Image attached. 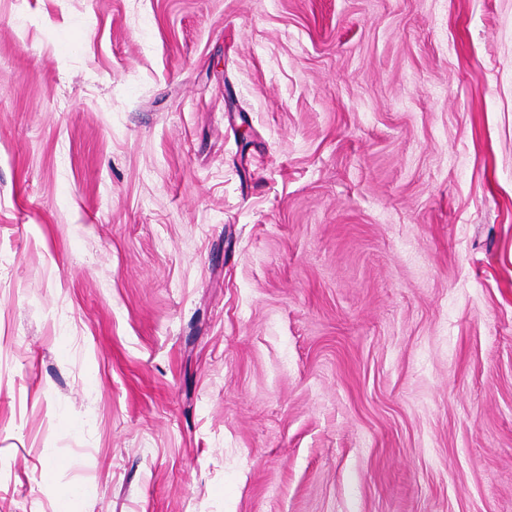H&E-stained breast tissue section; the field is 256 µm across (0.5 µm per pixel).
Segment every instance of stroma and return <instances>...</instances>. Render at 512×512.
Listing matches in <instances>:
<instances>
[{"instance_id":"stroma-1","label":"stroma","mask_w":512,"mask_h":512,"mask_svg":"<svg viewBox=\"0 0 512 512\" xmlns=\"http://www.w3.org/2000/svg\"><path fill=\"white\" fill-rule=\"evenodd\" d=\"M64 500L512 512V0H0V512Z\"/></svg>"}]
</instances>
